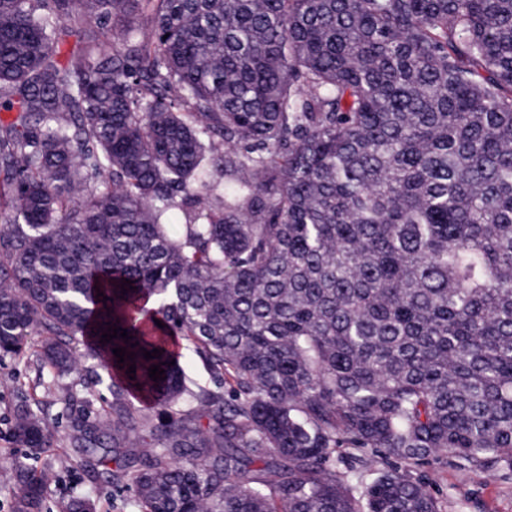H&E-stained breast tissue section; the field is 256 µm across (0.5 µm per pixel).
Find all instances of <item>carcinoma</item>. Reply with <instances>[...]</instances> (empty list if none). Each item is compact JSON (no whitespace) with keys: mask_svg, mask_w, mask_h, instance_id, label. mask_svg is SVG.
<instances>
[{"mask_svg":"<svg viewBox=\"0 0 512 512\" xmlns=\"http://www.w3.org/2000/svg\"><path fill=\"white\" fill-rule=\"evenodd\" d=\"M0 112V361L76 375L66 439L134 512H441L338 448L512 476V0H0ZM54 432L17 406L27 457ZM78 465L17 464L16 512ZM179 361L185 370L187 384L193 387L195 384L214 388L212 374L206 368L201 358L196 354L192 345L185 340H179L176 347Z\"/></svg>","mask_w":512,"mask_h":512,"instance_id":"1","label":"carcinoma"}]
</instances>
